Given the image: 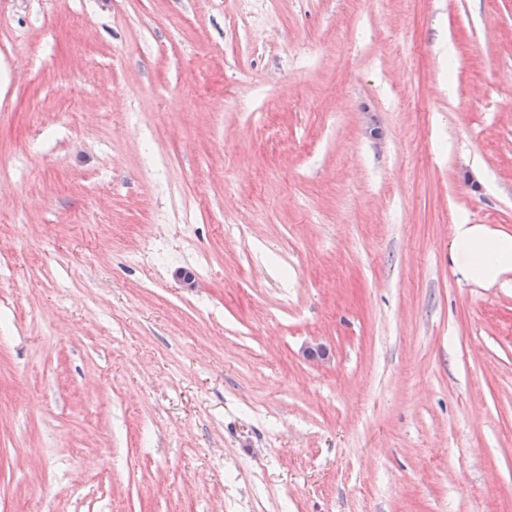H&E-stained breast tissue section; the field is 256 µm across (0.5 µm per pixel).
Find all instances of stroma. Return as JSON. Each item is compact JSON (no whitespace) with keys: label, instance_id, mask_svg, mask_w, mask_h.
Wrapping results in <instances>:
<instances>
[{"label":"stroma","instance_id":"35a3bbf8","mask_svg":"<svg viewBox=\"0 0 512 512\" xmlns=\"http://www.w3.org/2000/svg\"><path fill=\"white\" fill-rule=\"evenodd\" d=\"M463 220L512 0H0V512H512Z\"/></svg>","mask_w":512,"mask_h":512}]
</instances>
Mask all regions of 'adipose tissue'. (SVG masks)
<instances>
[{"instance_id": "obj_1", "label": "adipose tissue", "mask_w": 512, "mask_h": 512, "mask_svg": "<svg viewBox=\"0 0 512 512\" xmlns=\"http://www.w3.org/2000/svg\"><path fill=\"white\" fill-rule=\"evenodd\" d=\"M450 260L463 280L492 287L512 273V235L484 224L453 225Z\"/></svg>"}]
</instances>
